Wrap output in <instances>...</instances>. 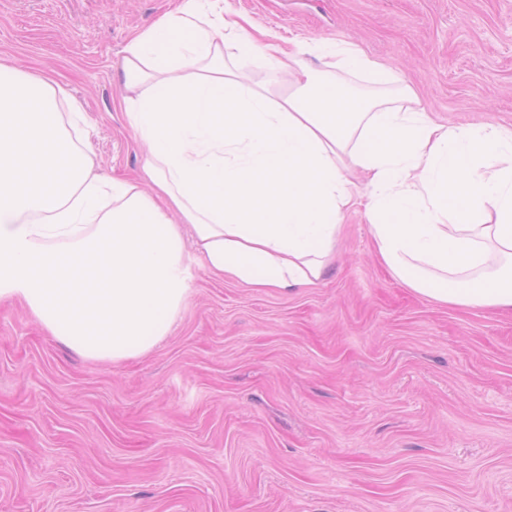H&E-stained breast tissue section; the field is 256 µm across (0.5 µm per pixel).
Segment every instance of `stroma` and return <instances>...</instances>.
<instances>
[{"instance_id": "stroma-1", "label": "stroma", "mask_w": 512, "mask_h": 512, "mask_svg": "<svg viewBox=\"0 0 512 512\" xmlns=\"http://www.w3.org/2000/svg\"><path fill=\"white\" fill-rule=\"evenodd\" d=\"M180 0H0V61L63 85L94 174L148 154L122 106L125 48ZM310 50L390 76L349 92L451 128H512V0H224ZM415 97L405 98L402 85ZM168 335L117 363L0 302V512H512V309L430 301L378 258L365 206L323 277L220 280L186 250ZM336 56V70L344 73H368L376 80L383 82L387 73L381 66L353 44H336L331 48Z\"/></svg>"}]
</instances>
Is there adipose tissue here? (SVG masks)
<instances>
[{"label":"adipose tissue","instance_id":"adipose-tissue-1","mask_svg":"<svg viewBox=\"0 0 512 512\" xmlns=\"http://www.w3.org/2000/svg\"><path fill=\"white\" fill-rule=\"evenodd\" d=\"M246 25L222 0L207 14L183 0L126 46L123 106L150 149L151 196L93 177L57 89L0 63V301L23 299L90 359L141 356L188 294L183 225L217 277L310 285L360 197L358 167L393 276L441 304L512 309V130L361 103L302 66L273 96L239 61L260 55L275 78L286 51Z\"/></svg>","mask_w":512,"mask_h":512}]
</instances>
